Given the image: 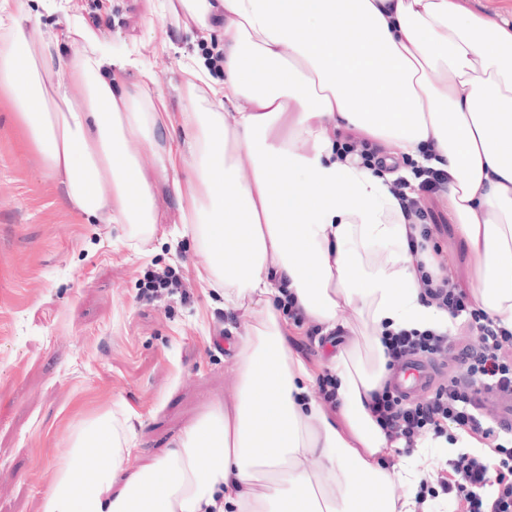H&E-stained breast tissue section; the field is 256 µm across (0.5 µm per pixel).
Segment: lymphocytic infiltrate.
<instances>
[{
	"instance_id": "f902f5d3",
	"label": "lymphocytic infiltrate",
	"mask_w": 512,
	"mask_h": 512,
	"mask_svg": "<svg viewBox=\"0 0 512 512\" xmlns=\"http://www.w3.org/2000/svg\"><path fill=\"white\" fill-rule=\"evenodd\" d=\"M416 196H408L405 182H397L394 194L409 225L408 245L412 252L425 251L432 235L424 224L423 202L445 194L448 174L440 169H415ZM421 296L426 303L460 320L471 335L469 343L457 348L458 367L432 394L419 401L397 396L389 382L369 392L365 404L389 440L403 441L406 449L419 440L443 438L448 443L470 438L476 448L448 455L438 454L435 466L453 473L455 481H441L432 488L421 479L415 494L414 512H435L437 495H446L448 512H512V426L487 420L480 395L496 387L512 392V330L499 326L469 300L449 272L421 274ZM388 366L411 355L436 358L448 344L446 332L401 329L385 331L381 337Z\"/></svg>"
}]
</instances>
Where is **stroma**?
<instances>
[{"instance_id": "1", "label": "stroma", "mask_w": 512, "mask_h": 512, "mask_svg": "<svg viewBox=\"0 0 512 512\" xmlns=\"http://www.w3.org/2000/svg\"><path fill=\"white\" fill-rule=\"evenodd\" d=\"M167 0H32L44 30L80 15L114 53H137L170 96L192 59L216 51ZM160 235L128 246L123 224H85L62 206L59 191L0 104V512H41L55 471L82 420L122 404L137 437L139 464L163 458L213 405L234 390L238 336L256 318L226 310L223 296L198 278L191 239L162 234L179 223L174 200L158 193ZM457 281L472 288L469 250L455 224L434 231ZM172 286L147 296L153 273ZM335 344L288 332L290 353L311 374L337 350L363 348L353 311Z\"/></svg>"}]
</instances>
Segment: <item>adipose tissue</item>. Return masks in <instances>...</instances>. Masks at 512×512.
Instances as JSON below:
<instances>
[{"mask_svg": "<svg viewBox=\"0 0 512 512\" xmlns=\"http://www.w3.org/2000/svg\"><path fill=\"white\" fill-rule=\"evenodd\" d=\"M169 11L224 56L220 83L205 63L185 67L177 112L150 68L82 20L51 34L30 0H0V98L62 203L86 223L126 225L136 248L157 233L164 185L203 282L257 317L238 343L237 387L175 448L135 465L126 409L87 419L42 512H409L391 491L415 483L420 459L379 464L388 441L364 398L385 376V329L449 317L421 300L395 173L340 156L334 134L447 169L472 300L512 329V21L457 0H171ZM288 290L322 333L347 309L369 332L365 353L331 359L340 420L288 350L277 309Z\"/></svg>", "mask_w": 512, "mask_h": 512, "instance_id": "ef3b65f1", "label": "adipose tissue"}]
</instances>
